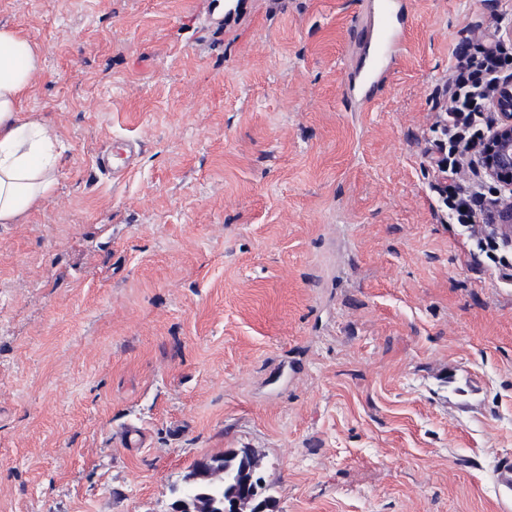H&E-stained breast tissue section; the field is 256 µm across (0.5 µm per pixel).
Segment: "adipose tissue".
I'll return each instance as SVG.
<instances>
[{"label": "adipose tissue", "mask_w": 512, "mask_h": 512, "mask_svg": "<svg viewBox=\"0 0 512 512\" xmlns=\"http://www.w3.org/2000/svg\"><path fill=\"white\" fill-rule=\"evenodd\" d=\"M41 55L21 30L0 26V224H13L52 190L64 149L56 129L22 105Z\"/></svg>", "instance_id": "obj_1"}]
</instances>
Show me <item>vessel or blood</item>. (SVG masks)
I'll return each mask as SVG.
<instances>
[{
	"instance_id": "b4317fda",
	"label": "vessel or blood",
	"mask_w": 512,
	"mask_h": 512,
	"mask_svg": "<svg viewBox=\"0 0 512 512\" xmlns=\"http://www.w3.org/2000/svg\"><path fill=\"white\" fill-rule=\"evenodd\" d=\"M366 29L367 39L358 44L363 66L342 86L343 97L362 107L374 99L407 41L408 17L402 0H373Z\"/></svg>"
}]
</instances>
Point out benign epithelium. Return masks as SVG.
Listing matches in <instances>:
<instances>
[{
	"mask_svg": "<svg viewBox=\"0 0 512 512\" xmlns=\"http://www.w3.org/2000/svg\"><path fill=\"white\" fill-rule=\"evenodd\" d=\"M498 120L484 140L483 163L488 177L504 191H512V79L503 86L495 105Z\"/></svg>",
	"mask_w": 512,
	"mask_h": 512,
	"instance_id": "7a95c632",
	"label": "benign epithelium"
}]
</instances>
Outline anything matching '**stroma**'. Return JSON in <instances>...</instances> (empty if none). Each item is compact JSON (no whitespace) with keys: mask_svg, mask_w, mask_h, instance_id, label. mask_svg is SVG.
<instances>
[{"mask_svg":"<svg viewBox=\"0 0 512 512\" xmlns=\"http://www.w3.org/2000/svg\"><path fill=\"white\" fill-rule=\"evenodd\" d=\"M0 0L64 145L0 224V512H169L251 449L276 512H512V268L447 223L426 151L463 37L512 0H405L347 106L369 0ZM138 143L135 172L95 160ZM368 38L363 42L361 34L358 50L363 66L358 73L348 77L342 86V96L359 106H368L375 97L376 89L385 81L396 57L401 53L408 37V17L401 0H374L369 20L363 25ZM367 87L358 98V85Z\"/></svg>","mask_w":512,"mask_h":512,"instance_id":"35a3bbf8","label":"stroma"}]
</instances>
